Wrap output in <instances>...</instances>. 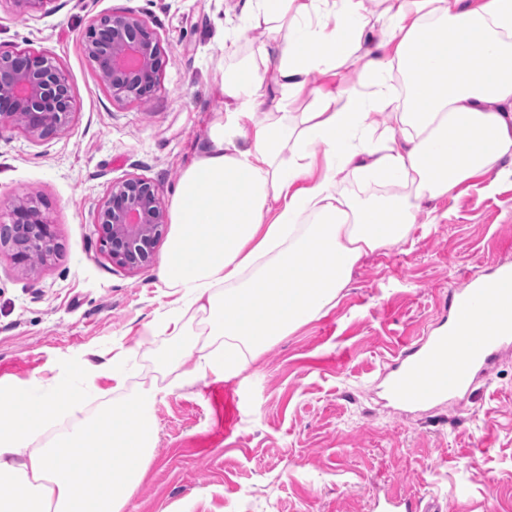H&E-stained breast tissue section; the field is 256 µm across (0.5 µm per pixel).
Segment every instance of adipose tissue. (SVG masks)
<instances>
[{
    "mask_svg": "<svg viewBox=\"0 0 512 512\" xmlns=\"http://www.w3.org/2000/svg\"><path fill=\"white\" fill-rule=\"evenodd\" d=\"M381 2L378 27L363 0H248L251 24L267 32L255 52L274 61L276 80L226 74L224 115L180 180L158 269L181 305L150 326L179 336L184 317H198L199 376L233 377L318 319L363 256L407 241L420 216L438 223L436 201L492 170L512 176V0ZM348 63L361 87L289 117L313 73ZM396 66L405 107L389 91ZM350 173L392 192L355 205L337 192ZM159 393L127 394L40 449L31 440L58 408L53 391L1 384L0 512H123L151 462Z\"/></svg>",
    "mask_w": 512,
    "mask_h": 512,
    "instance_id": "obj_1",
    "label": "adipose tissue"
}]
</instances>
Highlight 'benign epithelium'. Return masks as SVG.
Segmentation results:
<instances>
[{
	"mask_svg": "<svg viewBox=\"0 0 512 512\" xmlns=\"http://www.w3.org/2000/svg\"><path fill=\"white\" fill-rule=\"evenodd\" d=\"M21 15L43 11L51 0H12ZM87 56L117 101L147 102L166 62L161 40L148 21L132 11L97 19L84 42ZM74 116L69 78L56 58L27 50L0 52V131L17 129L42 140L64 131ZM0 220V249L16 267L32 272L57 251L54 224L31 195L13 200ZM168 223L153 185L132 177L109 184L97 214L101 251L115 266L135 270L153 262Z\"/></svg>",
	"mask_w": 512,
	"mask_h": 512,
	"instance_id": "1",
	"label": "benign epithelium"
}]
</instances>
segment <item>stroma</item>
Segmentation results:
<instances>
[{"label":"stroma","mask_w":512,"mask_h":512,"mask_svg":"<svg viewBox=\"0 0 512 512\" xmlns=\"http://www.w3.org/2000/svg\"><path fill=\"white\" fill-rule=\"evenodd\" d=\"M124 10L144 17L166 52L145 103L112 100L83 48L97 18ZM246 17V0H50L31 16L0 0V50L52 53L75 95L71 124L53 138L0 131V207L36 196L58 243L31 275L0 251V379L50 384L115 357L128 390L171 385L125 512H381L393 492L438 499L442 512H512V346L453 401L403 409L384 391L397 349L447 328L450 290L512 267L511 181L484 177L439 202V223L364 257L333 308L227 380L194 375L198 322L181 336L145 335L179 305L157 265L130 272L100 252L97 211L111 181L146 179L172 208L224 112V75L263 38ZM362 81L350 65L313 74L290 110L317 111L315 91ZM161 355L177 356L180 374H160Z\"/></svg>","instance_id":"35a3bbf8"}]
</instances>
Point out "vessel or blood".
I'll use <instances>...</instances> for the list:
<instances>
[{
	"label": "vessel or blood",
	"instance_id": "vessel-or-blood-1",
	"mask_svg": "<svg viewBox=\"0 0 512 512\" xmlns=\"http://www.w3.org/2000/svg\"><path fill=\"white\" fill-rule=\"evenodd\" d=\"M445 332L426 345L403 346L387 391L406 407L453 398L468 390L474 372L512 344V269L450 294Z\"/></svg>",
	"mask_w": 512,
	"mask_h": 512
}]
</instances>
